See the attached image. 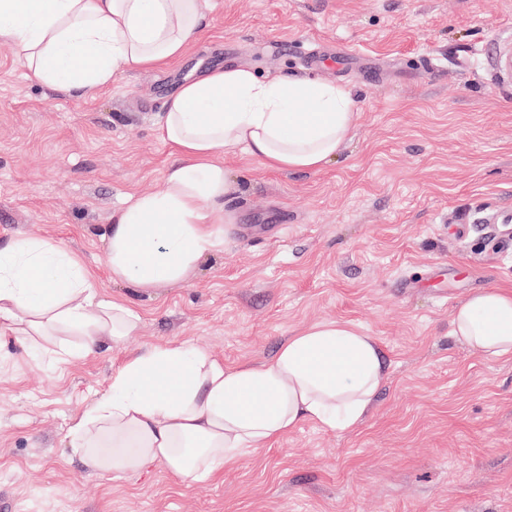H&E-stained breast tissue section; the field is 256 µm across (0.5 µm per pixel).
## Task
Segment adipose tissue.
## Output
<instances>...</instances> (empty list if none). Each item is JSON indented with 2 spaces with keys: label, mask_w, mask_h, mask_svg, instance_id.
I'll return each instance as SVG.
<instances>
[{
  "label": "adipose tissue",
  "mask_w": 512,
  "mask_h": 512,
  "mask_svg": "<svg viewBox=\"0 0 512 512\" xmlns=\"http://www.w3.org/2000/svg\"><path fill=\"white\" fill-rule=\"evenodd\" d=\"M208 0H0V47L49 86L92 93L117 69L180 61ZM358 119L347 87L246 67L187 80L166 103L159 132L177 156L159 191L133 197L107 230L113 280L139 289L186 281L222 244L236 190L225 155L242 150L268 168L317 170L334 159ZM96 278L67 247L16 238L0 250V328L52 359L104 342L124 349L139 314L96 297ZM451 334L475 353L512 358V289L472 294ZM125 351V349H124ZM388 379L375 337L347 321L303 328L258 364L223 360L180 342L125 351L110 391L69 432L97 472L164 463L186 480L209 478L269 447L301 423L357 429Z\"/></svg>",
  "instance_id": "ef3b65f1"
}]
</instances>
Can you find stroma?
I'll use <instances>...</instances> for the list:
<instances>
[{
  "label": "stroma",
  "mask_w": 512,
  "mask_h": 512,
  "mask_svg": "<svg viewBox=\"0 0 512 512\" xmlns=\"http://www.w3.org/2000/svg\"><path fill=\"white\" fill-rule=\"evenodd\" d=\"M210 2L178 64L118 71L91 95L31 79L0 47V248L65 244L99 298L140 315L129 348L184 341L233 367L339 319L378 340L388 380L357 429L302 423L211 478L158 462L96 473L69 429L109 392L122 352L106 342L55 361L1 330L0 499L11 512H512V359L473 353L450 324L471 294L512 287V224L455 221L512 206V84L491 81L484 58L512 30V0ZM314 49L362 63L311 68ZM235 66L350 88L351 139L316 171L226 156L221 249L180 284L114 281L112 213L158 190L174 160L166 101Z\"/></svg>",
  "instance_id": "1"
}]
</instances>
